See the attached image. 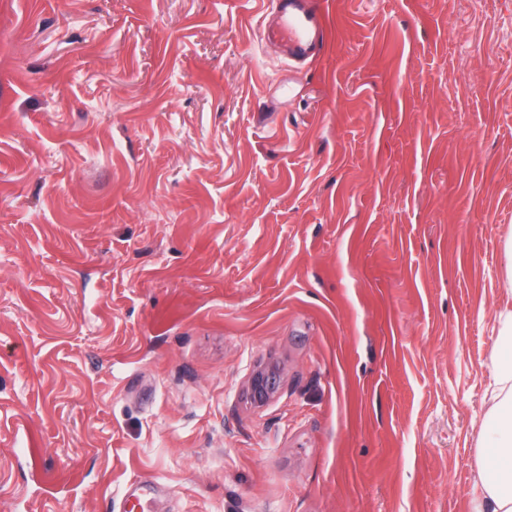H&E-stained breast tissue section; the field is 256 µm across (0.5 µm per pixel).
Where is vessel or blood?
I'll return each instance as SVG.
<instances>
[{
  "mask_svg": "<svg viewBox=\"0 0 512 512\" xmlns=\"http://www.w3.org/2000/svg\"><path fill=\"white\" fill-rule=\"evenodd\" d=\"M272 16L264 20L266 43L284 48L291 61L304 63L318 57L328 40L323 13L313 0H272Z\"/></svg>",
  "mask_w": 512,
  "mask_h": 512,
  "instance_id": "obj_1",
  "label": "vessel or blood"
}]
</instances>
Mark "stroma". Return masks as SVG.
I'll return each instance as SVG.
<instances>
[{"instance_id": "1", "label": "stroma", "mask_w": 512, "mask_h": 512, "mask_svg": "<svg viewBox=\"0 0 512 512\" xmlns=\"http://www.w3.org/2000/svg\"><path fill=\"white\" fill-rule=\"evenodd\" d=\"M316 2L0 0V512H471L512 0ZM272 19L265 17L262 36L266 43L284 48L291 61L302 64L318 57L328 40L323 13L312 0H272ZM266 19V20H265ZM281 383L282 375L277 364L256 365L248 378L246 399L254 406H262L278 394Z\"/></svg>"}]
</instances>
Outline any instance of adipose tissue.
Here are the masks:
<instances>
[{"label":"adipose tissue","instance_id":"1","mask_svg":"<svg viewBox=\"0 0 512 512\" xmlns=\"http://www.w3.org/2000/svg\"><path fill=\"white\" fill-rule=\"evenodd\" d=\"M497 325L495 380L484 396L488 436L479 443L472 512H512V309L498 312Z\"/></svg>","mask_w":512,"mask_h":512}]
</instances>
